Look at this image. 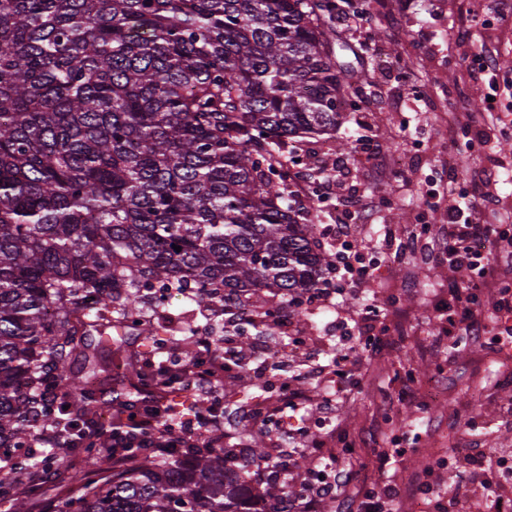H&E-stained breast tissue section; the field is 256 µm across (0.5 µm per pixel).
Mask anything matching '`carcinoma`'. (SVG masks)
<instances>
[{
    "label": "carcinoma",
    "mask_w": 512,
    "mask_h": 512,
    "mask_svg": "<svg viewBox=\"0 0 512 512\" xmlns=\"http://www.w3.org/2000/svg\"><path fill=\"white\" fill-rule=\"evenodd\" d=\"M351 0H0V501L32 512H288L228 448L158 457L80 438L93 472L39 463L126 403L134 365L91 332L127 321L143 288L224 312L267 290L300 298L331 259L301 222L285 152L347 118L336 13ZM181 247L176 251L174 246ZM113 347H108V344ZM82 358L74 372L70 361Z\"/></svg>",
    "instance_id": "obj_1"
}]
</instances>
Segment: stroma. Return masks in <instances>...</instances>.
I'll list each match as a JSON object with an SVG mask.
<instances>
[{
	"label": "stroma",
	"instance_id": "1",
	"mask_svg": "<svg viewBox=\"0 0 512 512\" xmlns=\"http://www.w3.org/2000/svg\"><path fill=\"white\" fill-rule=\"evenodd\" d=\"M373 17L374 54L354 55L359 32L344 31L349 50L344 59L355 76L350 94L356 109L330 142H302L297 153L309 165L348 163L347 185L352 191L372 190L375 198L391 200L380 208L374 223L347 220L350 239L362 257H380L372 280L337 298L333 307L302 304L291 317L294 335L304 345L288 348V365L265 361L266 350H279L283 337H265L262 346H249L251 370L241 372L235 388L267 387L282 371L316 370L329 365L343 349H353L356 366L342 399L324 408L315 384L304 386L308 397L303 422L308 436H265L267 451L299 448L306 468H314L317 449L308 438L335 437L340 448H352L361 464V482L392 483L402 489L397 512H418L421 495L414 485L427 482L435 494L450 498L459 482L461 464H449L453 449L480 441L482 447L512 452V353L501 355L492 336H457L442 348L432 340L444 324L434 309L462 273L439 263L435 251L448 206V184L438 180L451 167L457 188L512 163L504 146L505 127L496 124L492 149L467 151L452 133L465 127L474 102L495 98L496 113L512 114V13L492 26H471L473 10L482 0H366ZM495 51L499 71L495 86L474 82L470 60L480 46ZM384 132L383 159L392 160L386 175L361 165L357 153L339 155L341 140L366 139ZM379 315L367 324L371 334L386 338V349L365 348L358 322L367 307ZM196 309V308H195ZM230 331L221 309H196L195 318L172 333L165 357L186 355L198 339L217 340ZM479 395L482 406L468 399ZM403 449L397 462L379 473L368 463L375 449Z\"/></svg>",
	"mask_w": 512,
	"mask_h": 512
}]
</instances>
